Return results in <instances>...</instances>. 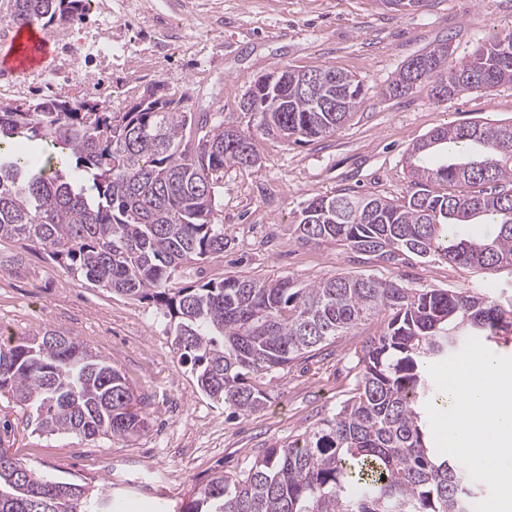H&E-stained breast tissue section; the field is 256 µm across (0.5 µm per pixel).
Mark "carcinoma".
Here are the masks:
<instances>
[{"label":"carcinoma","instance_id":"cac0c4a2","mask_svg":"<svg viewBox=\"0 0 512 512\" xmlns=\"http://www.w3.org/2000/svg\"><path fill=\"white\" fill-rule=\"evenodd\" d=\"M84 8L85 0H10L8 18L64 26ZM447 55L444 44L418 54L423 70L405 64L389 94L419 83L441 99L512 84V33L450 70ZM314 73L319 84L307 93L268 75L256 80L239 102L244 127L149 88L125 112L85 98H0V240L27 239L98 288L155 302L199 390L239 416L265 408L267 378L377 320L354 391L336 412L240 473L213 476L175 512H473L483 488L434 447L425 405L446 410L450 395L428 366L470 337L512 349V313L501 304L467 289L408 288L362 274L173 286L182 265L224 254L214 188L224 168L257 164L255 135L332 136L363 103L352 76ZM31 139L45 143L51 160L75 157L82 183L18 151ZM410 157L417 162L402 198L340 190L310 199L292 235L393 265L413 254L512 271V123L440 127ZM484 217L489 234L477 227ZM52 336L0 344V393L36 415L47 435L123 441L146 430L140 399L112 358L74 336ZM8 429L0 424V512H112L104 490L53 481L9 454Z\"/></svg>","mask_w":512,"mask_h":512}]
</instances>
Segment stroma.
<instances>
[{"instance_id": "obj_1", "label": "stroma", "mask_w": 512, "mask_h": 512, "mask_svg": "<svg viewBox=\"0 0 512 512\" xmlns=\"http://www.w3.org/2000/svg\"><path fill=\"white\" fill-rule=\"evenodd\" d=\"M512 32V0H430L394 12L380 0H89L72 24L47 28L71 39L75 67L50 64L24 76L27 99L92 97L113 112L130 108L146 86L184 97L188 110L236 116L243 93L278 68L332 67L367 90L335 135L294 144L256 135L259 162L228 167L216 201L224 254L179 268L181 286L230 275L289 276L302 284L342 273L369 274L411 288H468L512 305V272L476 271L413 255L396 265L333 244H302L289 229L308 200L350 189L400 199L413 145L433 129L474 121L512 123V84L445 100L416 87L402 97L385 88L413 56L449 46L455 67ZM55 330L110 356L150 425L127 441L46 435L9 396V451L51 479L107 487L113 512H172L216 473L243 470L266 449L293 441L331 415L353 388L356 349L374 336L367 324L309 359L276 373L255 414L228 417L200 392L180 363L168 320L153 302L89 284L27 240L0 242V337Z\"/></svg>"}]
</instances>
